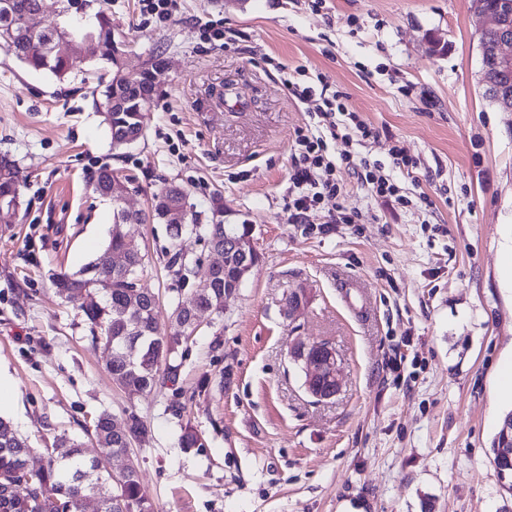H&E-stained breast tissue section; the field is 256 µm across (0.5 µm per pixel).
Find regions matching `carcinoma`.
Instances as JSON below:
<instances>
[{"label":"carcinoma","instance_id":"carcinoma-1","mask_svg":"<svg viewBox=\"0 0 512 512\" xmlns=\"http://www.w3.org/2000/svg\"><path fill=\"white\" fill-rule=\"evenodd\" d=\"M40 0H0V27L6 24L15 31L13 41L0 49L25 64L33 71L49 72L62 79L69 73L66 61L59 57L45 58L43 47L50 41L47 33L33 37L24 22V15L39 9ZM512 96V69L492 71V84L483 86V96L491 106H496L498 95ZM99 107L113 99L126 102V109L112 113L108 127L111 145L128 135L144 137L135 106L148 95L145 80H127L112 77L106 84L95 87ZM18 176L14 162L0 160V198L11 191ZM167 188L154 195L151 209L137 213L135 223H164L167 204L160 202ZM171 245L167 268L172 272L177 287L195 274L192 262L180 259L179 241L188 231L204 240L218 239L224 243L241 242L252 237L248 224L199 223L193 211L188 224H170ZM126 253V267H111L110 254L116 250ZM259 256L238 249L227 258L222 274L202 288H195L192 299L199 307L216 306L224 293L241 288L248 276L242 270L247 264L258 263ZM146 257L141 245L123 242L113 235L101 252L79 271L60 272L52 277L57 292L71 303L79 304L90 326L92 335L112 344L115 354L107 365L112 379L130 399L139 398L167 382L175 383L178 377L180 350L188 344L191 335L174 329L161 330L158 323L159 298L142 284ZM99 296L96 306H88L83 295ZM147 434V426L133 414L120 423L106 412L94 420L90 435L97 443L113 452L124 451ZM33 451L12 424L0 418V512H76L77 499L95 495L103 502L102 512H117V503L133 506L134 512H154L148 489L139 472L134 471L114 478L109 472L95 470V463L87 457L80 444L66 438L56 441L47 452L44 464L35 476L26 478L25 464ZM502 480V488L512 494V457L494 461Z\"/></svg>","mask_w":512,"mask_h":512}]
</instances>
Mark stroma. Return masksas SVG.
Segmentation results:
<instances>
[{
  "mask_svg": "<svg viewBox=\"0 0 512 512\" xmlns=\"http://www.w3.org/2000/svg\"><path fill=\"white\" fill-rule=\"evenodd\" d=\"M465 0H179L164 22L138 0H43L37 27L72 31L112 17L124 70L161 62L145 138L113 150L92 89L112 72L74 59L68 77L28 70L0 50V157L16 161L22 206L0 224V406L31 465L102 411L148 426L136 454L155 512H512L491 441L512 399V112L478 83L477 19ZM223 28L209 39L208 26ZM342 91L375 133L340 127L328 156L351 165L342 193L310 223L288 216L299 136L315 128L285 80ZM400 150L412 169L396 168ZM381 164L405 205L358 177ZM129 177L135 207L174 182L202 223L248 224L260 255L224 314L196 334L177 388L128 401L103 341L53 288L102 250L112 204L90 175ZM355 224H321L336 208ZM144 285L171 330L174 294L163 224H136ZM308 300L284 314L297 287ZM335 349L342 387L319 402L289 361L295 338ZM201 436L181 447L182 425Z\"/></svg>",
  "mask_w": 512,
  "mask_h": 512,
  "instance_id": "obj_1",
  "label": "stroma"
}]
</instances>
